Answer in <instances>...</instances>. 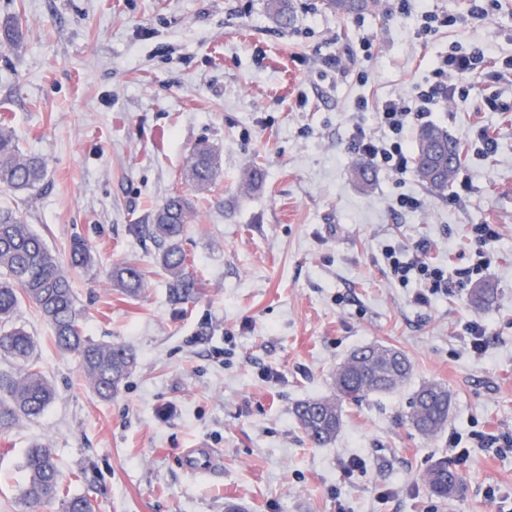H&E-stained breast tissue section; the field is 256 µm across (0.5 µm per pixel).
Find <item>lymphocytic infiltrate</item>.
<instances>
[{"instance_id": "obj_1", "label": "lymphocytic infiltrate", "mask_w": 512, "mask_h": 512, "mask_svg": "<svg viewBox=\"0 0 512 512\" xmlns=\"http://www.w3.org/2000/svg\"><path fill=\"white\" fill-rule=\"evenodd\" d=\"M432 79L415 85L411 100L390 99L376 112L377 132L357 128L348 151L368 158L376 167L401 175L410 167V152L406 133L414 125L424 123L434 105L455 92L469 93L486 80L501 81L512 76V57L495 59L479 49L470 53L451 49L437 56L431 64ZM427 242H418L414 257H406L400 245L385 246L383 261L391 274L402 282L418 280L423 292L414 296L417 304H427L431 297L449 291L448 274L426 259Z\"/></svg>"}]
</instances>
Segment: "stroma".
Returning a JSON list of instances; mask_svg holds the SVG:
<instances>
[{"instance_id": "35a3bbf8", "label": "stroma", "mask_w": 512, "mask_h": 512, "mask_svg": "<svg viewBox=\"0 0 512 512\" xmlns=\"http://www.w3.org/2000/svg\"><path fill=\"white\" fill-rule=\"evenodd\" d=\"M288 5L283 27L270 0H0V20L19 16L23 31L20 48H0V119L47 166L33 189L0 187V209L60 257L74 238L88 243L94 265L71 275L84 332L137 355L120 394L100 399L76 356L53 347L49 324L21 307L55 400L0 436V512H25L17 488L37 442L98 512H224L228 501L240 512H512V85L488 87L507 111L473 92L429 118L465 147L467 187L438 193L415 171L377 167L366 185L347 149L356 127L375 131L376 106L430 80L438 54L512 55V0L475 24L461 19L464 0H418L458 18L424 40L398 0L351 16L323 0ZM335 54L345 72L328 64ZM483 132L496 151L470 153ZM201 140L223 172L198 194L180 172ZM255 167L262 179L247 184ZM174 192L193 204L182 245L202 294L189 303L170 299L153 244L131 231ZM402 194L423 209L395 210ZM485 223L499 239L483 252L471 227ZM424 239L460 283L421 306L418 283L394 278L381 249ZM121 263L142 270L139 296L113 286ZM483 282L499 292L489 311L469 301ZM471 323L485 331L483 353L470 347ZM374 344L403 352L409 378L344 402L336 439L312 446L295 403L332 395L337 367ZM431 381L452 405L428 439L407 415ZM202 443L219 463L187 472L184 450ZM439 460L461 479L445 500L423 481Z\"/></svg>"}]
</instances>
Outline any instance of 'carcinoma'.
Wrapping results in <instances>:
<instances>
[{"mask_svg": "<svg viewBox=\"0 0 512 512\" xmlns=\"http://www.w3.org/2000/svg\"><path fill=\"white\" fill-rule=\"evenodd\" d=\"M329 10L339 15L374 12L380 0H324ZM22 38L18 18L0 22V46L12 48ZM461 149L448 133L426 125L418 133L415 169L422 184L442 192L458 174ZM44 162L20 151L11 127L0 122V185L26 190L45 177ZM221 176V164L205 141L193 146L182 170V179L197 193L210 190ZM192 214L189 199L170 194L153 212L151 223L133 226L136 235L150 240L157 250V262L167 273L169 291L177 302H191L201 294L197 278L190 272L192 260L182 246L185 224ZM94 259L88 245L72 242L67 263L48 248L30 225L10 210H0V355L13 359L16 367L0 369V433L14 428L22 419L39 416L54 400L55 391L34 364L36 343L15 319L20 307L35 308L52 329V342L63 353L77 356L93 391L102 399L118 394L136 364V356L122 345L96 342L84 336L81 313L66 268L86 269ZM112 283L129 296L138 295L144 286L140 268L118 264L112 268ZM498 289L490 283L475 285L471 303L480 309L492 307ZM411 373V363L401 351L385 346L369 347V354L353 352L336 370L334 394L324 399L298 402L293 414L307 440L322 447L336 439L341 429V404L358 401L370 393L390 391ZM451 393L438 382L421 386L412 398L408 415L412 427L431 439L445 427ZM24 482L19 488L22 503L32 507L60 499L64 512H96L90 495L69 493L65 474L55 452L47 444H36L24 456ZM425 484L440 498L452 495L459 477L442 461L427 471Z\"/></svg>", "mask_w": 512, "mask_h": 512, "instance_id": "1", "label": "carcinoma"}]
</instances>
